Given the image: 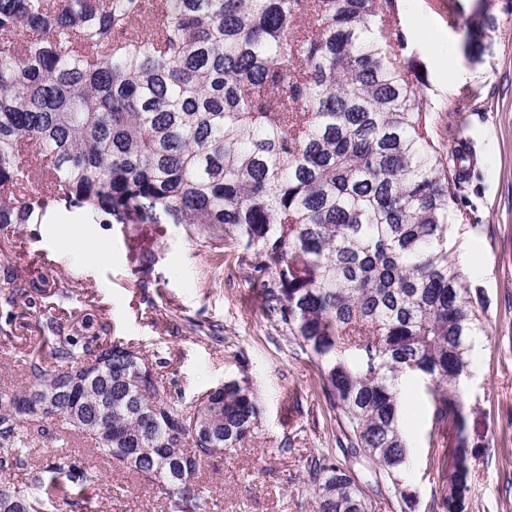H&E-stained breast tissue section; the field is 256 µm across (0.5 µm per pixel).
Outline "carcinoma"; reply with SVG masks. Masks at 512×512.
Wrapping results in <instances>:
<instances>
[{
  "label": "carcinoma",
  "mask_w": 512,
  "mask_h": 512,
  "mask_svg": "<svg viewBox=\"0 0 512 512\" xmlns=\"http://www.w3.org/2000/svg\"><path fill=\"white\" fill-rule=\"evenodd\" d=\"M394 0H0V224L78 208L102 224H175L214 252L243 239L266 315L311 354L349 460L383 470L401 512L408 460L399 379L429 378L438 436L455 440L442 512H467L463 450L469 337L484 297L456 270L448 232L465 149L433 137L421 89L396 61L398 29L372 22ZM496 18L466 51L480 60ZM139 286L152 253L132 251ZM65 327L26 363L28 389L0 387V469L23 462L24 423L55 422L157 485L173 512H210L200 460L258 426L245 379L184 410L110 326ZM54 398L42 415L16 401ZM135 456L137 462L128 461ZM40 492L0 485V512L83 508L97 475L71 456ZM319 512H368L350 468L314 459Z\"/></svg>",
  "instance_id": "cac0c4a2"
}]
</instances>
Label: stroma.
<instances>
[{
    "mask_svg": "<svg viewBox=\"0 0 512 512\" xmlns=\"http://www.w3.org/2000/svg\"><path fill=\"white\" fill-rule=\"evenodd\" d=\"M497 18L491 54L465 51L479 11ZM391 18L403 34L398 62L417 78L437 118V137L455 148L467 140L470 176L455 204L451 258L485 293V331L458 388L470 467L468 512H512V0H396ZM100 256L85 258L84 242ZM155 253L156 286L140 288L131 250ZM254 249L228 243L222 257L170 226L166 239L147 224L129 232L94 222L80 209L48 210L38 224H0V383L21 389L23 367L45 346L43 322L108 323L113 340L158 363V377L185 408L231 379H248L262 408L252 438L202 462L199 487L213 512H317L310 460L336 455V420L319 388V369L292 336L268 319L247 260ZM30 286L12 298L14 282ZM67 298H60L59 290ZM429 380L402 379L409 447L405 482L413 512L439 496L444 449L433 447ZM25 467L0 480L29 488L33 474L69 454L100 479L86 489L90 512H172L156 486L97 456L84 440L32 433Z\"/></svg>",
    "mask_w": 512,
    "mask_h": 512,
    "instance_id": "35a3bbf8",
    "label": "stroma"
}]
</instances>
